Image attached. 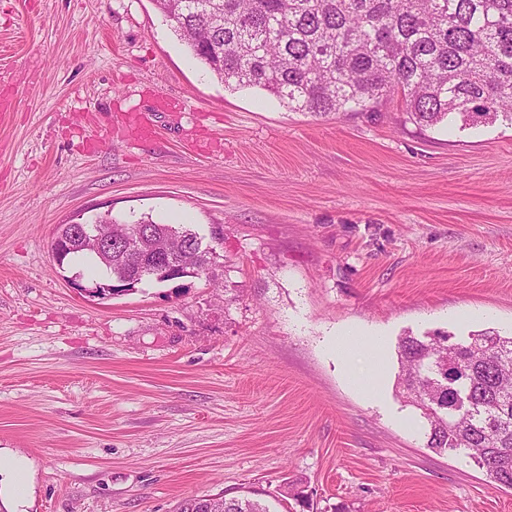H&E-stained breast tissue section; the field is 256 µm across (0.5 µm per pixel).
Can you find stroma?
I'll return each instance as SVG.
<instances>
[{
  "label": "stroma",
  "instance_id": "1",
  "mask_svg": "<svg viewBox=\"0 0 512 512\" xmlns=\"http://www.w3.org/2000/svg\"><path fill=\"white\" fill-rule=\"evenodd\" d=\"M0 474L7 512H512L427 448L336 332L512 333V126L421 127L399 102L317 119L225 88L153 0H0ZM166 102L168 113L156 110ZM149 114L148 138L117 132ZM186 224L215 279L109 299L55 232Z\"/></svg>",
  "mask_w": 512,
  "mask_h": 512
}]
</instances>
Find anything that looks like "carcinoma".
<instances>
[{
	"mask_svg": "<svg viewBox=\"0 0 512 512\" xmlns=\"http://www.w3.org/2000/svg\"><path fill=\"white\" fill-rule=\"evenodd\" d=\"M193 56L233 90L290 111L378 112L403 100L419 126L512 125V0H153ZM403 398L426 446L464 454L512 488V336H404ZM224 512H269L224 500Z\"/></svg>",
	"mask_w": 512,
	"mask_h": 512,
	"instance_id": "obj_1",
	"label": "carcinoma"
}]
</instances>
